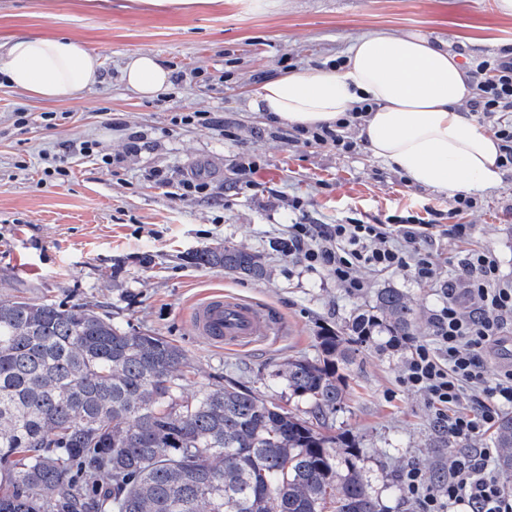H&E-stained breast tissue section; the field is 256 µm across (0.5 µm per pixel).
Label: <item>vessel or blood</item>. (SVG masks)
<instances>
[{"instance_id":"obj_1","label":"vessel or blood","mask_w":512,"mask_h":512,"mask_svg":"<svg viewBox=\"0 0 512 512\" xmlns=\"http://www.w3.org/2000/svg\"><path fill=\"white\" fill-rule=\"evenodd\" d=\"M196 335L211 343L246 347L277 333L279 322L268 309L214 291L190 312Z\"/></svg>"}]
</instances>
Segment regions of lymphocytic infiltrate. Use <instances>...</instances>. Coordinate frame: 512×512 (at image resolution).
Returning a JSON list of instances; mask_svg holds the SVG:
<instances>
[{
  "label": "lymphocytic infiltrate",
  "instance_id": "f902f5d3",
  "mask_svg": "<svg viewBox=\"0 0 512 512\" xmlns=\"http://www.w3.org/2000/svg\"><path fill=\"white\" fill-rule=\"evenodd\" d=\"M476 92L467 110L500 142V166L512 172V48L469 61ZM357 121L342 120L310 131L288 133L290 142L332 145L350 153L358 142ZM476 205L464 193L448 201V225L408 215L384 224L352 218L343 224L289 225L282 250L313 272L325 273L354 297L369 288L364 271L402 272L423 285L439 283L441 266L433 244L456 247V275L446 302L432 315L433 342H408L400 384L424 395L438 422L464 450L455 454L440 481L420 467L406 468L400 489L418 512H512V492L492 465L495 450L478 447L496 427L503 407L512 406V366L488 376L485 356L512 330V280L503 279L491 255L470 243L462 217Z\"/></svg>",
  "mask_w": 512,
  "mask_h": 512
}]
</instances>
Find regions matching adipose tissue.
I'll list each match as a JSON object with an SVG mask.
<instances>
[{"label": "adipose tissue", "mask_w": 512, "mask_h": 512, "mask_svg": "<svg viewBox=\"0 0 512 512\" xmlns=\"http://www.w3.org/2000/svg\"><path fill=\"white\" fill-rule=\"evenodd\" d=\"M101 66L98 54L71 37L20 34L0 43V78L40 99H81L100 82ZM171 75L149 53L131 54L122 68L126 86L146 99L169 89ZM471 96L446 44L371 30L353 39L340 68L282 74L266 81L249 107L279 125L315 129L369 104L359 135L372 157L410 185L452 196L502 182L498 140L463 110Z\"/></svg>", "instance_id": "obj_1"}]
</instances>
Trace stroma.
<instances>
[{
  "mask_svg": "<svg viewBox=\"0 0 512 512\" xmlns=\"http://www.w3.org/2000/svg\"><path fill=\"white\" fill-rule=\"evenodd\" d=\"M124 2L0 0V42L19 34L70 36L99 54L104 73L73 102L36 99L0 84V294L93 304L113 322L185 349L195 369L187 394L232 383L291 410L300 402L278 377V363L314 355L322 329L344 327L369 311L376 289L407 292L425 314L416 337L431 339L429 318L443 300L436 288L400 272L372 273L370 291L352 297L331 277L285 256L280 241L301 219L376 224L395 214L421 217L429 206L447 210V196L408 185L367 147L341 153L293 144L285 127L250 111L249 102L267 79L324 67L345 55L355 36L377 28L446 42L463 65L512 46V15L501 14L496 0H216L189 14ZM136 52L187 71L172 100L142 99L126 88L121 67ZM19 110L35 117L58 112L63 120L56 129L34 124L22 134L12 123ZM193 112L223 116L224 133L180 123ZM133 135L141 148L131 154ZM84 140L123 156V163L109 171L73 153L68 181H42V153ZM244 152L260 162L248 177L237 170ZM157 169L175 180L197 174L214 194L172 197L151 179ZM476 199L463 221L512 280V173ZM296 200L301 209L293 208ZM218 242L262 253L267 279L197 265L194 253ZM213 290L267 307L284 334L244 348L200 338L188 312ZM404 356L397 347L363 346L342 370L347 400L336 426L361 448L383 512H416L395 491L401 470L415 464L430 477L448 456L424 397L398 383Z\"/></svg>",
  "mask_w": 512,
  "mask_h": 512,
  "instance_id": "obj_1",
  "label": "stroma"
}]
</instances>
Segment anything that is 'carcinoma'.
<instances>
[{
  "label": "carcinoma",
  "mask_w": 512,
  "mask_h": 512,
  "mask_svg": "<svg viewBox=\"0 0 512 512\" xmlns=\"http://www.w3.org/2000/svg\"><path fill=\"white\" fill-rule=\"evenodd\" d=\"M196 264L262 280L263 257L223 243ZM392 338L421 320L399 288L374 313L318 336V354L277 371L303 412L240 387L184 395L180 346L125 328L86 303L0 297V512H382L355 440L332 434L342 367L372 317ZM512 475V414L494 432Z\"/></svg>",
  "instance_id": "obj_1"
}]
</instances>
